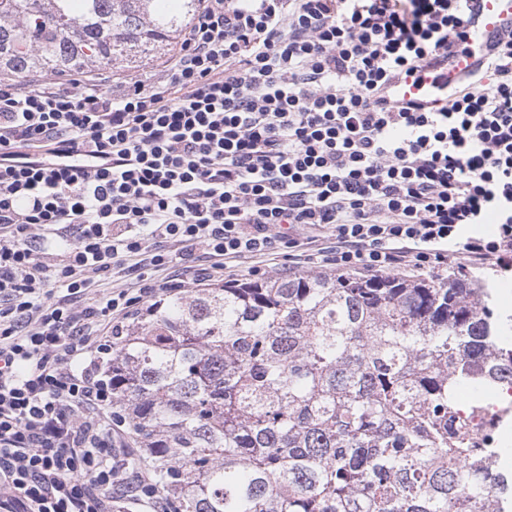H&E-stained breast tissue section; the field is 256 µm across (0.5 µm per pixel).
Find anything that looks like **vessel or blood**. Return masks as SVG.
Wrapping results in <instances>:
<instances>
[{"label":"vessel or blood","instance_id":"1","mask_svg":"<svg viewBox=\"0 0 512 512\" xmlns=\"http://www.w3.org/2000/svg\"><path fill=\"white\" fill-rule=\"evenodd\" d=\"M471 13L466 22L467 51L453 58L449 82L470 69L478 55L488 51L498 38L512 32V0H469Z\"/></svg>","mask_w":512,"mask_h":512}]
</instances>
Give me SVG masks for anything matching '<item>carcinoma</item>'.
Segmentation results:
<instances>
[{"instance_id": "1", "label": "carcinoma", "mask_w": 512, "mask_h": 512, "mask_svg": "<svg viewBox=\"0 0 512 512\" xmlns=\"http://www.w3.org/2000/svg\"><path fill=\"white\" fill-rule=\"evenodd\" d=\"M199 6L0 0V75L141 63ZM504 329L486 282L245 278L146 306L107 374L169 512H512L462 399L512 378Z\"/></svg>"}]
</instances>
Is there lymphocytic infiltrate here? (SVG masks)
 <instances>
[{
    "label": "lymphocytic infiltrate",
    "instance_id": "obj_1",
    "mask_svg": "<svg viewBox=\"0 0 512 512\" xmlns=\"http://www.w3.org/2000/svg\"><path fill=\"white\" fill-rule=\"evenodd\" d=\"M465 22L464 0H201L163 80H0V512H112L122 482L165 512L103 378L113 320L181 286L155 272L302 266L326 230L339 268L512 273V34L452 94L392 93L442 75ZM117 268L138 296L93 293Z\"/></svg>",
    "mask_w": 512,
    "mask_h": 512
}]
</instances>
